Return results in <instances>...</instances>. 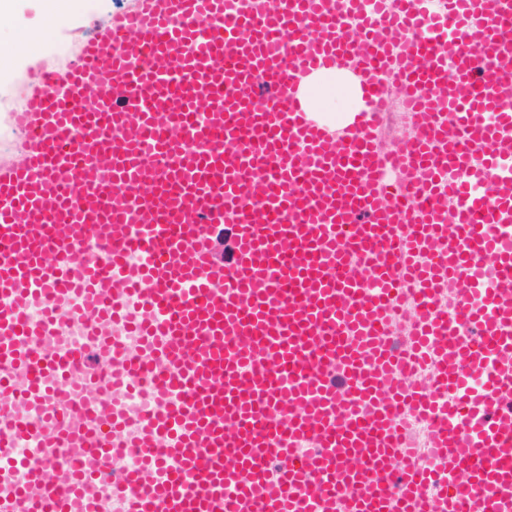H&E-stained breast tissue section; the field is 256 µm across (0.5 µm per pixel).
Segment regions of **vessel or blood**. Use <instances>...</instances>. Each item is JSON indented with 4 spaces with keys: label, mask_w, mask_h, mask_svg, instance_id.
I'll use <instances>...</instances> for the list:
<instances>
[{
    "label": "vessel or blood",
    "mask_w": 512,
    "mask_h": 512,
    "mask_svg": "<svg viewBox=\"0 0 512 512\" xmlns=\"http://www.w3.org/2000/svg\"><path fill=\"white\" fill-rule=\"evenodd\" d=\"M15 120L0 512H512V0H138ZM325 78L326 76L323 74L309 82L311 105V93L316 88V101L312 105L314 112H337L341 115L344 112H358L362 109L363 103L360 96L349 79L342 81L338 78L341 83V87H339L332 81L322 84ZM429 427L426 418L408 413L407 416V436L416 448H427ZM39 447L36 442L28 437L20 440L16 448H11L8 453H0V467L12 466L17 469L18 476L23 478L24 471L20 467L21 462L27 457L37 453Z\"/></svg>",
    "instance_id": "1"
}]
</instances>
